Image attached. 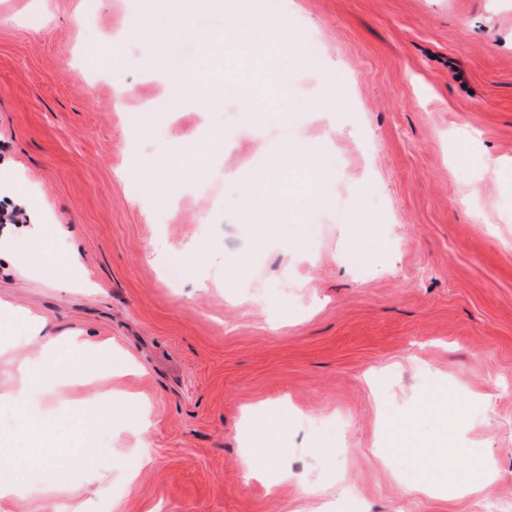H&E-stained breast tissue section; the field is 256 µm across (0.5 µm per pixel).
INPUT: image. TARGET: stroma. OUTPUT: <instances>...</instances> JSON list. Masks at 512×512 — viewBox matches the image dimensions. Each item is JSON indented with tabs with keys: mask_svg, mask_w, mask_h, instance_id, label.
<instances>
[{
	"mask_svg": "<svg viewBox=\"0 0 512 512\" xmlns=\"http://www.w3.org/2000/svg\"><path fill=\"white\" fill-rule=\"evenodd\" d=\"M139 4L0 0V210L19 202L10 175L39 205L0 235L62 227L38 269L0 255V301L111 341L113 368H141L84 387L111 417L87 430L60 371L73 352L51 355L50 386L8 409L21 447L51 464L0 512L512 503V181L496 173L512 163V0H246L285 25L281 53L246 65L196 55L197 36L223 25L200 11L166 54L222 95L204 115L153 111L169 82L138 63L155 25ZM134 23L124 90L91 81L83 47ZM241 87L268 105L255 138L235 134L251 118ZM220 125L233 135L203 183L141 195L149 162ZM285 139L336 157L299 222L215 200V185ZM71 256L75 273L43 275ZM439 393L444 417L424 407ZM398 419L406 450L385 433ZM265 433L278 453L263 479L246 478L240 458ZM478 461L477 488L436 480Z\"/></svg>",
	"mask_w": 512,
	"mask_h": 512,
	"instance_id": "35a3bbf8",
	"label": "stroma"
}]
</instances>
